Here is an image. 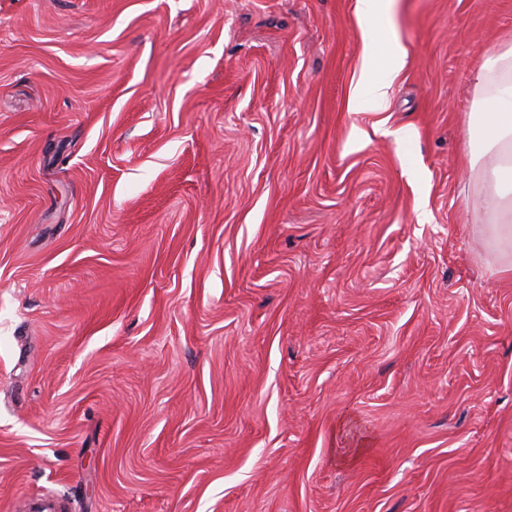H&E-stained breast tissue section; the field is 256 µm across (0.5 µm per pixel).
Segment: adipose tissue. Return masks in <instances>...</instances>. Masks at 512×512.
Instances as JSON below:
<instances>
[{"label": "adipose tissue", "mask_w": 512, "mask_h": 512, "mask_svg": "<svg viewBox=\"0 0 512 512\" xmlns=\"http://www.w3.org/2000/svg\"><path fill=\"white\" fill-rule=\"evenodd\" d=\"M393 2L357 0V19L366 27L365 61L352 87L350 101L365 112L385 110L393 78L406 62V51L390 30ZM380 56L387 61L382 73L374 69ZM477 80L484 85L485 94L478 111L470 116L468 138L492 155L491 162L481 169L480 208L505 225L501 244L512 248V51L487 60Z\"/></svg>", "instance_id": "ef3b65f1"}]
</instances>
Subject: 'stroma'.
<instances>
[{"label":"stroma","mask_w":512,"mask_h":512,"mask_svg":"<svg viewBox=\"0 0 512 512\" xmlns=\"http://www.w3.org/2000/svg\"><path fill=\"white\" fill-rule=\"evenodd\" d=\"M0 0V512H512L469 166L512 0ZM394 0H358L356 16L364 29L363 67L355 81L350 102L364 112H382L386 109L391 83L404 67L406 51L398 37L390 31L389 17ZM366 25V27H367ZM379 55L387 61L385 72L377 73L374 62Z\"/></svg>","instance_id":"35a3bbf8"}]
</instances>
